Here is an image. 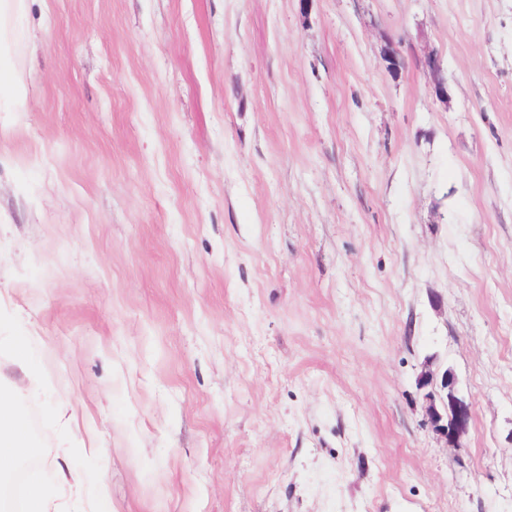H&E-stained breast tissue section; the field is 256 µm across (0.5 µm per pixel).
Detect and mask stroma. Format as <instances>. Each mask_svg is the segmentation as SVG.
Instances as JSON below:
<instances>
[{"label":"stroma","instance_id":"stroma-1","mask_svg":"<svg viewBox=\"0 0 512 512\" xmlns=\"http://www.w3.org/2000/svg\"><path fill=\"white\" fill-rule=\"evenodd\" d=\"M0 63L49 512H512V0H24ZM20 102L14 75L0 66V112H10ZM418 386L420 390L426 391V421L436 432L444 435L450 442L456 443L467 431L471 410L467 404L456 398L452 374L445 370L438 384L436 373L427 366L418 378Z\"/></svg>","mask_w":512,"mask_h":512}]
</instances>
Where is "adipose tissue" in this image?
I'll return each mask as SVG.
<instances>
[{"label": "adipose tissue", "instance_id": "1", "mask_svg": "<svg viewBox=\"0 0 512 512\" xmlns=\"http://www.w3.org/2000/svg\"><path fill=\"white\" fill-rule=\"evenodd\" d=\"M36 387V378H29L27 384L14 386L13 399L0 400V487L8 483L21 460L35 453L28 425L18 416L14 402Z\"/></svg>", "mask_w": 512, "mask_h": 512}]
</instances>
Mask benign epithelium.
Listing matches in <instances>:
<instances>
[{"mask_svg": "<svg viewBox=\"0 0 512 512\" xmlns=\"http://www.w3.org/2000/svg\"><path fill=\"white\" fill-rule=\"evenodd\" d=\"M429 79L440 93H445L442 69L437 58L428 56L424 61ZM419 389L424 391L425 415L428 424L447 440L457 442L465 434L471 417L467 404L454 394L455 380L452 374L438 376L427 367L418 378Z\"/></svg>", "mask_w": 512, "mask_h": 512, "instance_id": "obj_1", "label": "benign epithelium"}]
</instances>
